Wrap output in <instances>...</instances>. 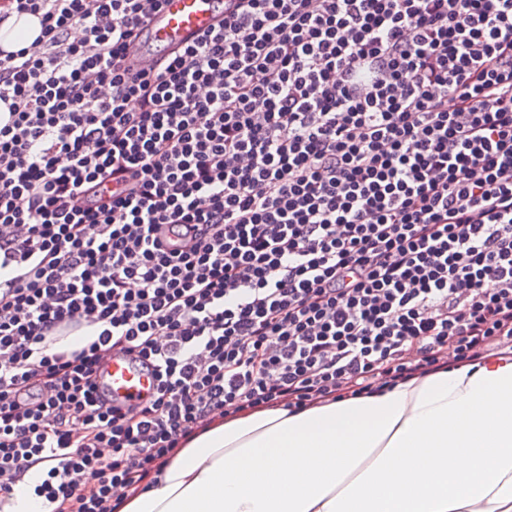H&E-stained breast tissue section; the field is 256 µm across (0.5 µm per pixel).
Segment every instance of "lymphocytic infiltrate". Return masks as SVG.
<instances>
[{
    "instance_id": "f902f5d3",
    "label": "lymphocytic infiltrate",
    "mask_w": 512,
    "mask_h": 512,
    "mask_svg": "<svg viewBox=\"0 0 512 512\" xmlns=\"http://www.w3.org/2000/svg\"><path fill=\"white\" fill-rule=\"evenodd\" d=\"M0 0V492L118 512L218 416L512 349V0ZM92 327L87 345L57 349ZM122 351L152 397L116 405ZM223 9L218 0H166L159 11L153 12L144 34L148 45L141 38L133 42L128 51V61L138 70L150 71L154 57L149 45L174 48L188 44L219 20ZM41 32L38 18L31 15L17 17L14 14L3 25L0 36L6 35L3 46L8 51H17L28 46ZM102 375L106 384V397L115 402L137 403L155 391V380L151 370L132 365L121 354H111L102 364Z\"/></svg>"
}]
</instances>
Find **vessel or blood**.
<instances>
[{
    "instance_id": "obj_1",
    "label": "vessel or blood",
    "mask_w": 512,
    "mask_h": 512,
    "mask_svg": "<svg viewBox=\"0 0 512 512\" xmlns=\"http://www.w3.org/2000/svg\"><path fill=\"white\" fill-rule=\"evenodd\" d=\"M222 11L220 0H165L146 24V41H135L128 51L129 62L139 70L154 65L152 46L174 48L188 44L215 25ZM108 399L137 403L153 394L155 380L150 370L132 365L120 354H111L102 364Z\"/></svg>"
}]
</instances>
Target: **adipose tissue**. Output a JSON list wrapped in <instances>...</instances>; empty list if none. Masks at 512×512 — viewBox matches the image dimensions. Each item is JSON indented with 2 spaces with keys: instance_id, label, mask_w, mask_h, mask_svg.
Here are the masks:
<instances>
[{
  "instance_id": "adipose-tissue-1",
  "label": "adipose tissue",
  "mask_w": 512,
  "mask_h": 512,
  "mask_svg": "<svg viewBox=\"0 0 512 512\" xmlns=\"http://www.w3.org/2000/svg\"><path fill=\"white\" fill-rule=\"evenodd\" d=\"M120 512H512V356L215 418Z\"/></svg>"
}]
</instances>
